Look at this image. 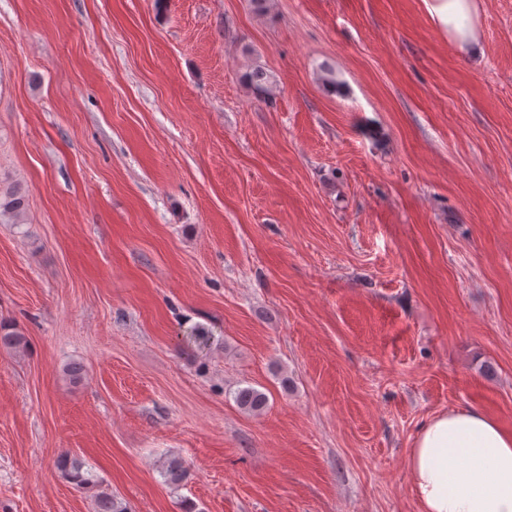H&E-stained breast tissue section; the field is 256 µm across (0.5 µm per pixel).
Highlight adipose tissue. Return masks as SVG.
Segmentation results:
<instances>
[{"mask_svg":"<svg viewBox=\"0 0 512 512\" xmlns=\"http://www.w3.org/2000/svg\"><path fill=\"white\" fill-rule=\"evenodd\" d=\"M463 56L483 50L476 0H424ZM408 469L422 512H512V431L485 412L437 414L422 427Z\"/></svg>","mask_w":512,"mask_h":512,"instance_id":"obj_1","label":"adipose tissue"}]
</instances>
